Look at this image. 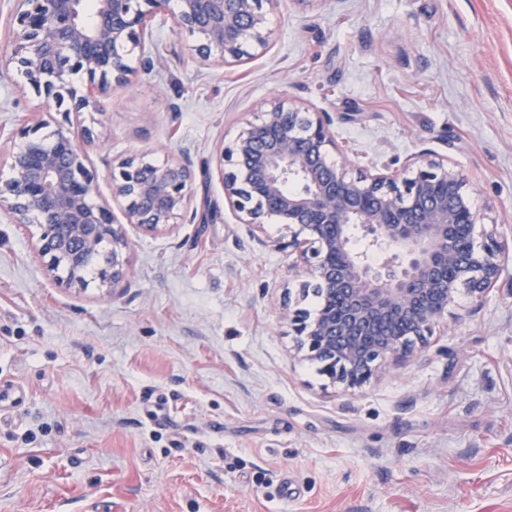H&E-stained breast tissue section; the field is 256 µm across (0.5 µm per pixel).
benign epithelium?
Here are the masks:
<instances>
[{"label": "benign epithelium", "instance_id": "benign-epithelium-1", "mask_svg": "<svg viewBox=\"0 0 512 512\" xmlns=\"http://www.w3.org/2000/svg\"><path fill=\"white\" fill-rule=\"evenodd\" d=\"M13 38L0 59L42 99L21 144L2 154L0 214L35 238L47 271L82 288L89 268L101 287L128 276L124 225L157 233L196 215L194 173L185 161L157 165L140 154L112 163V203L96 201L98 174L86 164L93 131L41 130L53 112L97 110L112 85L152 69L144 50L152 22L168 14L197 36L203 64L232 67L264 52L278 0H15ZM81 75L86 82L74 84ZM328 112L273 97L241 123L215 157L224 205L258 241L292 258L288 270L318 306L282 310L298 352L332 383H369L385 367L425 359L436 326L460 321L457 298L482 304L512 258V240L481 223L470 180L446 157L422 150L393 169L345 156ZM123 221H118L114 209Z\"/></svg>", "mask_w": 512, "mask_h": 512}]
</instances>
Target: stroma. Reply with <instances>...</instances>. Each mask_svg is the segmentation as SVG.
<instances>
[{
    "mask_svg": "<svg viewBox=\"0 0 512 512\" xmlns=\"http://www.w3.org/2000/svg\"><path fill=\"white\" fill-rule=\"evenodd\" d=\"M270 26L224 68L158 17L155 68L71 116L102 201L132 153L195 173V222L127 227L113 292L58 283L0 215V380L25 393L0 412V512H512V261L427 360L346 392L296 357L279 309L317 300L225 208L214 163L285 93L359 165L449 158L512 235V0H281ZM38 104L0 67V149Z\"/></svg>",
    "mask_w": 512,
    "mask_h": 512,
    "instance_id": "stroma-1",
    "label": "stroma"
}]
</instances>
